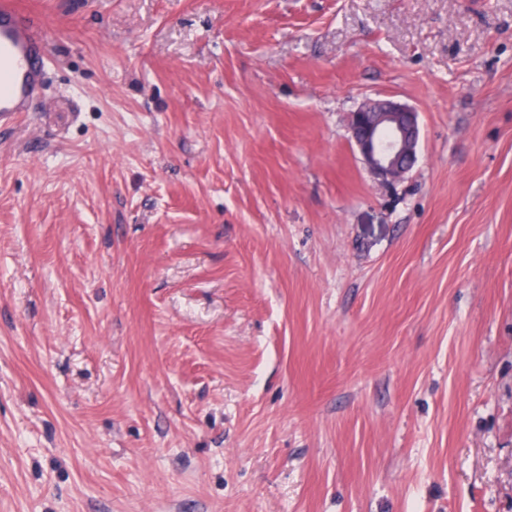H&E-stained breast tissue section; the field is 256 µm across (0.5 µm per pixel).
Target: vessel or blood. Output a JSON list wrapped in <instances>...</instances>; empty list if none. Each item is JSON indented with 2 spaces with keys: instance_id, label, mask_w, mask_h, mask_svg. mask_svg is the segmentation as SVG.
Returning a JSON list of instances; mask_svg holds the SVG:
<instances>
[{
  "instance_id": "1",
  "label": "vessel or blood",
  "mask_w": 512,
  "mask_h": 512,
  "mask_svg": "<svg viewBox=\"0 0 512 512\" xmlns=\"http://www.w3.org/2000/svg\"><path fill=\"white\" fill-rule=\"evenodd\" d=\"M48 42L20 0H0V123L16 120L41 96Z\"/></svg>"
}]
</instances>
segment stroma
Wrapping results in <instances>:
<instances>
[{
	"label": "stroma",
	"mask_w": 512,
	"mask_h": 512,
	"mask_svg": "<svg viewBox=\"0 0 512 512\" xmlns=\"http://www.w3.org/2000/svg\"><path fill=\"white\" fill-rule=\"evenodd\" d=\"M23 2L0 512H512V0ZM418 124L417 112L392 100L363 105L351 114L353 139L377 182L394 185L412 168L418 154Z\"/></svg>",
	"instance_id": "stroma-1"
}]
</instances>
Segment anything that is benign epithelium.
<instances>
[{"mask_svg":"<svg viewBox=\"0 0 512 512\" xmlns=\"http://www.w3.org/2000/svg\"><path fill=\"white\" fill-rule=\"evenodd\" d=\"M418 113L396 101H375L351 114L350 128L364 165L382 185L402 180L417 160Z\"/></svg>","mask_w":512,"mask_h":512,"instance_id":"obj_1","label":"benign epithelium"}]
</instances>
